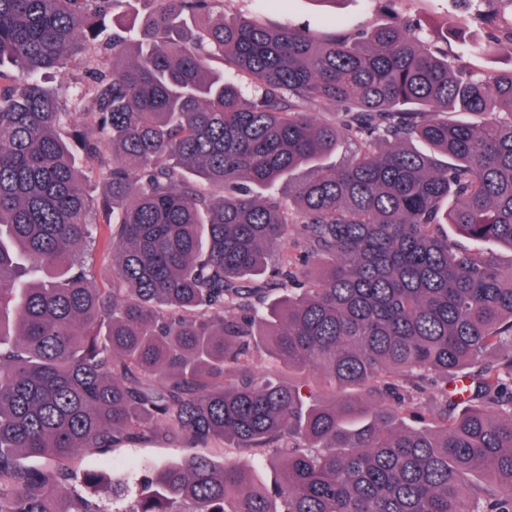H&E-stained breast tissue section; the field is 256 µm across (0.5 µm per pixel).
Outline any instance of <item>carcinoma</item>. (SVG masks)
<instances>
[{"instance_id": "cac0c4a2", "label": "carcinoma", "mask_w": 512, "mask_h": 512, "mask_svg": "<svg viewBox=\"0 0 512 512\" xmlns=\"http://www.w3.org/2000/svg\"><path fill=\"white\" fill-rule=\"evenodd\" d=\"M117 2L0 0V512H512V67L463 63L512 45L496 0L478 46L398 0L324 37L211 20L223 0L109 33ZM100 214L108 290L80 251ZM148 436L231 438L278 475L194 453L102 505L78 455ZM83 70L78 66H70L62 71L48 75L46 85L57 90H64L82 81Z\"/></svg>"}]
</instances>
